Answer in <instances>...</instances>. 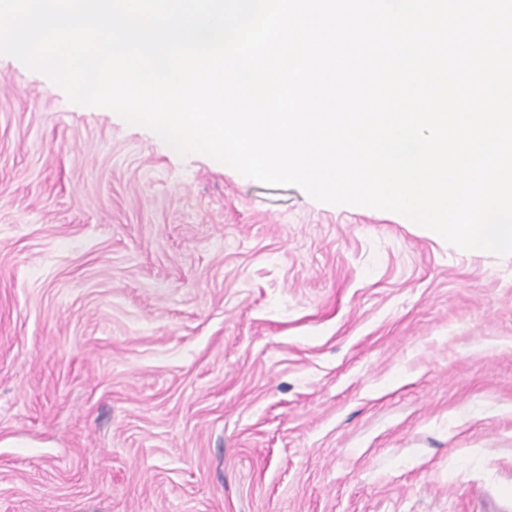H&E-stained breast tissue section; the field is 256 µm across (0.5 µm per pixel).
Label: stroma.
I'll use <instances>...</instances> for the list:
<instances>
[{
  "instance_id": "obj_1",
  "label": "stroma",
  "mask_w": 512,
  "mask_h": 512,
  "mask_svg": "<svg viewBox=\"0 0 512 512\" xmlns=\"http://www.w3.org/2000/svg\"><path fill=\"white\" fill-rule=\"evenodd\" d=\"M0 512H512V254L0 55Z\"/></svg>"
}]
</instances>
